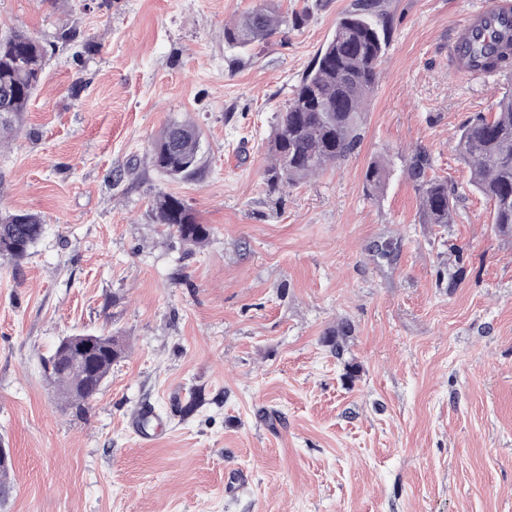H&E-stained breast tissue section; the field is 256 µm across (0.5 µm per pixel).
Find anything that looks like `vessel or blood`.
<instances>
[{
	"label": "vessel or blood",
	"mask_w": 512,
	"mask_h": 512,
	"mask_svg": "<svg viewBox=\"0 0 512 512\" xmlns=\"http://www.w3.org/2000/svg\"><path fill=\"white\" fill-rule=\"evenodd\" d=\"M477 45L492 54L512 46V0H490L489 4L469 10L457 24L448 45L457 75L468 79L486 77V70L472 58V49Z\"/></svg>",
	"instance_id": "b4317fda"
}]
</instances>
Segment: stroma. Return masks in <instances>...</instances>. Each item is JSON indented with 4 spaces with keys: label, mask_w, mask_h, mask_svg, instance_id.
<instances>
[{
    "label": "stroma",
    "mask_w": 512,
    "mask_h": 512,
    "mask_svg": "<svg viewBox=\"0 0 512 512\" xmlns=\"http://www.w3.org/2000/svg\"><path fill=\"white\" fill-rule=\"evenodd\" d=\"M351 2L280 0L302 26L233 61L224 25L259 0H0V35L50 45L0 145V211L44 220L27 258L0 259V512H512V240L455 152L512 79L448 66L482 0H383L360 147L264 184L275 116ZM174 120L202 134L188 181L150 162ZM418 148L456 193L448 228L422 223L402 171ZM160 194L209 239L163 233ZM101 331L124 354L85 411L64 409L41 362Z\"/></svg>",
    "instance_id": "stroma-1"
}]
</instances>
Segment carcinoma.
Returning a JSON list of instances; mask_svg holds the SVG:
<instances>
[{"instance_id": "cac0c4a2", "label": "carcinoma", "mask_w": 512, "mask_h": 512, "mask_svg": "<svg viewBox=\"0 0 512 512\" xmlns=\"http://www.w3.org/2000/svg\"><path fill=\"white\" fill-rule=\"evenodd\" d=\"M301 19L298 12L281 11L275 0H263L224 26V41L230 48H244L297 26ZM387 43L381 0H361L338 20L331 39L278 116L268 142L269 191L304 182L354 154L363 138L365 106L378 84ZM46 56L45 46L24 31L0 37V141L10 140L20 129L44 78ZM455 151L470 169L471 186L492 204L495 230L512 237V90L497 101L494 112L476 115L461 129ZM201 152L194 124L173 122L154 141L151 162L172 180L190 179L201 172ZM430 170V159L421 151L405 165L406 177L419 194L423 223L446 228L454 223L455 201L448 182L429 174ZM388 176L384 164H371L365 174L367 187L382 189ZM153 211L163 231L190 245H200L210 236L209 226L199 223L176 196H158ZM43 226L37 213L1 215L0 254L17 262L25 259L41 238ZM92 349L99 379L104 380L122 353L121 345L117 337L103 333L93 339ZM49 379L71 407L80 409L94 398L91 392L79 390L83 379L77 371Z\"/></svg>"}]
</instances>
